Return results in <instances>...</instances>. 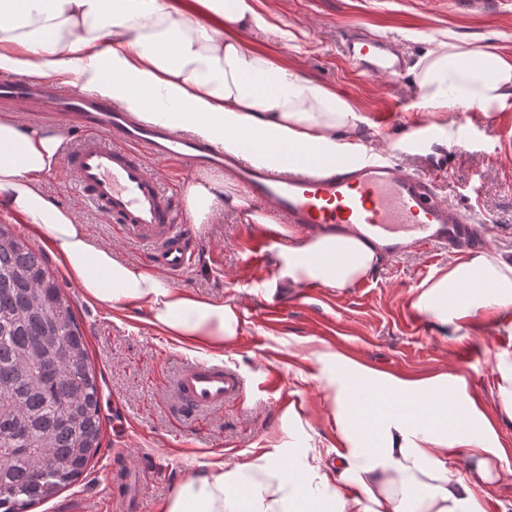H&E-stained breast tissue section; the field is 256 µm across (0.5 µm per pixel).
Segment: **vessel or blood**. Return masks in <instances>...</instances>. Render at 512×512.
<instances>
[{"label":"vessel or blood","instance_id":"b4317fda","mask_svg":"<svg viewBox=\"0 0 512 512\" xmlns=\"http://www.w3.org/2000/svg\"><path fill=\"white\" fill-rule=\"evenodd\" d=\"M350 62L367 75L391 79L402 62L383 38L359 27L345 32ZM0 101L41 104L48 116L75 124L82 137L65 163L82 194L111 217L125 238L147 243L153 266L172 278L193 265L197 238L177 221L178 204L144 159L181 161L191 170L206 168L234 177L256 205L306 233L322 229L352 232L398 254L409 248L447 251L482 243L472 217L448 203L430 180L409 174L367 149L337 154L319 165L304 154L296 172L277 173L244 162L208 142L179 137L166 127L134 120L110 101L52 82L0 80ZM240 374L221 363L199 361L181 370L168 391L177 416L223 409L242 395ZM141 483L129 469L112 480V496L123 501Z\"/></svg>","mask_w":512,"mask_h":512}]
</instances>
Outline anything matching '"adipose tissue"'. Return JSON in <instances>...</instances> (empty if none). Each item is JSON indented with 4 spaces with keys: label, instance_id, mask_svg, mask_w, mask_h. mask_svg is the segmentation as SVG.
<instances>
[{
    "label": "adipose tissue",
    "instance_id": "obj_1",
    "mask_svg": "<svg viewBox=\"0 0 512 512\" xmlns=\"http://www.w3.org/2000/svg\"><path fill=\"white\" fill-rule=\"evenodd\" d=\"M254 0H0V75L78 86L139 121L188 133L280 171L304 150L324 159L349 148L361 117L347 99L249 46L269 30ZM443 34L415 65L422 106L469 109L512 98V56L493 54L485 76L466 68L482 56ZM63 129L0 118V207L42 241L83 295L113 310L146 309L180 345L219 352L237 335L235 306L175 287L160 273L94 245L72 208L43 189L62 161ZM197 229L234 211L272 225L228 178L197 175L184 191ZM277 286L352 287L379 263V249L352 235L280 229ZM411 306L439 336L487 314L507 330L494 354L499 413L512 419V259L467 253L418 286ZM340 448L290 465V447L242 461H216L188 475L161 512H486L507 460L491 415L460 373L396 375L329 345L307 355Z\"/></svg>",
    "mask_w": 512,
    "mask_h": 512
}]
</instances>
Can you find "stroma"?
I'll return each mask as SVG.
<instances>
[{
  "label": "stroma",
  "instance_id": "35a3bbf8",
  "mask_svg": "<svg viewBox=\"0 0 512 512\" xmlns=\"http://www.w3.org/2000/svg\"><path fill=\"white\" fill-rule=\"evenodd\" d=\"M255 6L296 39L283 42L256 30L246 37L249 45L346 97L365 118L360 142L388 151L396 164L423 178L442 171L436 184L441 196L473 209L488 228L491 247L512 259V145L503 138L512 128V99L482 109L431 112L418 105L412 73L429 47L428 35L444 29L512 54V0H255ZM350 24L365 25L397 45L406 66L396 79L370 77L350 65L341 42ZM422 125L438 136L411 147ZM45 189L72 208L100 244L147 264V245L124 238L85 200L65 168L47 178ZM265 233L236 215L219 216L199 233L194 266L175 281L203 297L233 300L240 317L237 337L222 360L244 378V395L195 420L171 415L166 386L197 360V353L148 324L145 311L116 312L94 304L59 273L92 365L102 376V445L77 481L29 512H114L109 480L125 464L141 471L139 512H159L187 475L215 460H246L281 442L293 445L299 464L311 444L334 456L335 425L311 378V365L300 356L305 339L390 373H463L487 408L496 409L493 352L503 327L488 323L445 340L410 305L412 290L447 267L452 255L410 249L385 256L370 277L342 291L304 285L271 295L266 285L277 274L273 250H266L261 262L249 259ZM271 308L276 317L268 316ZM291 404L301 418L281 428L280 417Z\"/></svg>",
  "mask_w": 512,
  "mask_h": 512
}]
</instances>
